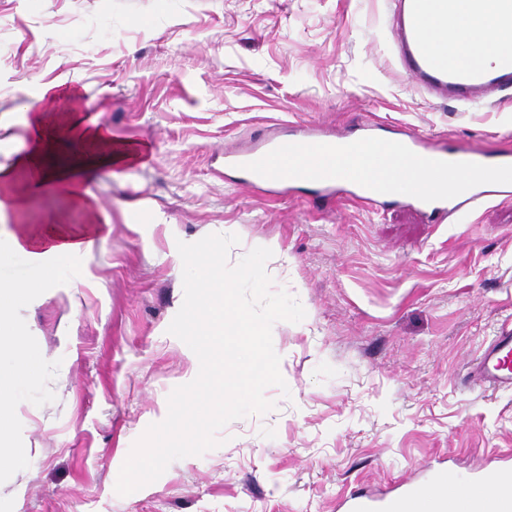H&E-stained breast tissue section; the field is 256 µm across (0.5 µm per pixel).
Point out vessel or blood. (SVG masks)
<instances>
[{
    "label": "vessel or blood",
    "mask_w": 512,
    "mask_h": 512,
    "mask_svg": "<svg viewBox=\"0 0 512 512\" xmlns=\"http://www.w3.org/2000/svg\"><path fill=\"white\" fill-rule=\"evenodd\" d=\"M456 0H395L390 27L392 41L401 71L410 81L442 101L469 104L476 101L502 102L512 94V52L502 54L488 67L464 65L457 57L463 43L459 32L440 22L433 35H426V18L454 11ZM336 141L309 133L300 137H281L269 141L262 149L228 157V166L244 169L252 187L280 195L282 184L308 183L322 190L334 191L336 172L328 168ZM292 155L298 165L288 173L278 174L267 165L271 155ZM439 167L448 177V186L434 201L417 200L420 211L431 220L446 218L481 204L485 198H512V163L486 158L467 164L445 158L434 152H422L412 171L419 174ZM361 198L377 203L391 196L387 181L374 178L357 182ZM469 379L496 391L512 390V326H502L486 344L482 354L468 373ZM425 479L410 478L376 491L347 495L336 504L337 512H450L444 497L427 499L430 487H445L448 471L429 466ZM482 480L494 481L498 491L490 497L470 498L467 512H512V467L502 466L482 473Z\"/></svg>",
    "instance_id": "1"
}]
</instances>
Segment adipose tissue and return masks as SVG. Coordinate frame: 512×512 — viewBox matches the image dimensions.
Instances as JSON below:
<instances>
[{
  "label": "adipose tissue",
  "mask_w": 512,
  "mask_h": 512,
  "mask_svg": "<svg viewBox=\"0 0 512 512\" xmlns=\"http://www.w3.org/2000/svg\"><path fill=\"white\" fill-rule=\"evenodd\" d=\"M448 24L460 32L475 34L460 56L462 63L488 67L502 52L512 51V22L501 18L497 0H480L476 5L471 0H458L457 8L448 16ZM26 125L30 134L27 152L12 164H0V216L7 207L20 202V198L11 193L17 169H25L28 173L25 195L56 191L81 200L85 197L83 177L89 170L103 165L122 166L136 159L131 149L113 141L108 127L86 121L76 110L70 114L66 126L70 159L64 164H51L47 157L56 138L49 116L34 113ZM384 156L379 146L356 143L338 147L331 165L346 181H359L370 175L390 178L393 193L404 197L432 194L448 183L445 175L432 171L420 180L408 178L403 173L389 175ZM89 234L86 227L68 233L39 234L25 227L8 228L0 219V246L24 253L36 271L35 280L27 285L0 282V344L18 345L22 360H29L30 354L20 347L22 332L13 318L14 311L27 303L35 290L49 287L55 276L51 257L84 249L89 243Z\"/></svg>",
  "instance_id": "1"
}]
</instances>
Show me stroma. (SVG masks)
<instances>
[{
  "label": "stroma",
  "mask_w": 512,
  "mask_h": 512,
  "mask_svg": "<svg viewBox=\"0 0 512 512\" xmlns=\"http://www.w3.org/2000/svg\"><path fill=\"white\" fill-rule=\"evenodd\" d=\"M391 0H0V162L25 153L17 88L52 87L130 142L139 159L100 166L88 203L59 193L10 208L33 230L97 225L51 287L15 313L37 357L19 375L0 346V512H336L372 489L445 463L454 474L512 456V392L465 385L512 321V199L433 224L410 201L369 206L301 184L272 199L225 166L230 154L313 128L512 159V103L440 104L390 51ZM235 234L257 246L273 289L303 321L276 322L286 389L274 410L228 423L220 447L173 461L122 496L133 444L199 371L169 334L183 303L178 242Z\"/></svg>",
  "instance_id": "1"
}]
</instances>
